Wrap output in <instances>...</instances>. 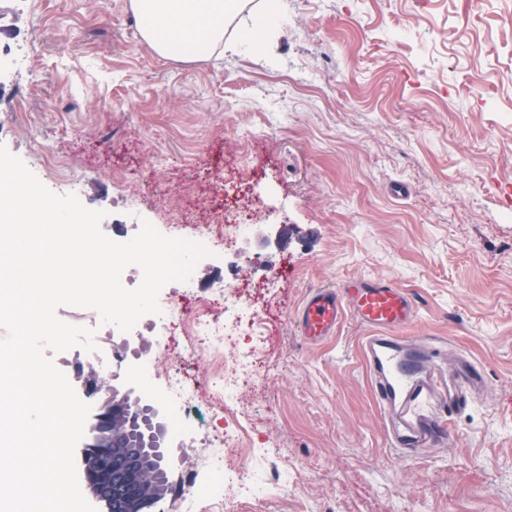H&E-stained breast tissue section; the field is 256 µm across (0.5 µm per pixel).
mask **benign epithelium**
Returning a JSON list of instances; mask_svg holds the SVG:
<instances>
[{"mask_svg": "<svg viewBox=\"0 0 512 512\" xmlns=\"http://www.w3.org/2000/svg\"><path fill=\"white\" fill-rule=\"evenodd\" d=\"M77 376L99 402L96 438L86 452L85 484L108 512H138L154 478L171 461L166 412L133 389L112 386V376L95 367L79 366Z\"/></svg>", "mask_w": 512, "mask_h": 512, "instance_id": "1", "label": "benign epithelium"}]
</instances>
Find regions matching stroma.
I'll use <instances>...</instances> for the list:
<instances>
[{
	"instance_id": "1",
	"label": "stroma",
	"mask_w": 512,
	"mask_h": 512,
	"mask_svg": "<svg viewBox=\"0 0 512 512\" xmlns=\"http://www.w3.org/2000/svg\"><path fill=\"white\" fill-rule=\"evenodd\" d=\"M0 58V145L55 193L29 144L63 156L106 236L165 215L192 235L232 181L265 212L198 276L219 317V284L243 264L264 321L242 339L259 379L240 397L247 451L291 479L269 501L214 488L212 512H512V0H282L256 49L196 61L148 47L128 0H0ZM355 275L410 289L408 335L443 337L483 367L447 447H389L353 317L319 344L299 336L308 290ZM57 315L103 337L119 383L163 355L214 392L197 337L176 335L166 355L150 323L130 339L90 308ZM197 415L173 450V504L224 432L220 406Z\"/></svg>"
}]
</instances>
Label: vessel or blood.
<instances>
[{
	"mask_svg": "<svg viewBox=\"0 0 512 512\" xmlns=\"http://www.w3.org/2000/svg\"><path fill=\"white\" fill-rule=\"evenodd\" d=\"M420 302L383 277H350L312 289L295 313L302 338L316 344L334 335L345 316L367 331L363 355L390 448L409 453L446 446L447 414L465 409L485 384L483 368L449 357L432 336H404Z\"/></svg>",
	"mask_w": 512,
	"mask_h": 512,
	"instance_id": "b4317fda",
	"label": "vessel or blood"
}]
</instances>
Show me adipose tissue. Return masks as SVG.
Segmentation results:
<instances>
[{
	"mask_svg": "<svg viewBox=\"0 0 512 512\" xmlns=\"http://www.w3.org/2000/svg\"><path fill=\"white\" fill-rule=\"evenodd\" d=\"M143 41L159 56L196 60L240 52L277 25L280 0H129Z\"/></svg>",
	"mask_w": 512,
	"mask_h": 512,
	"instance_id": "adipose-tissue-1",
	"label": "adipose tissue"
}]
</instances>
